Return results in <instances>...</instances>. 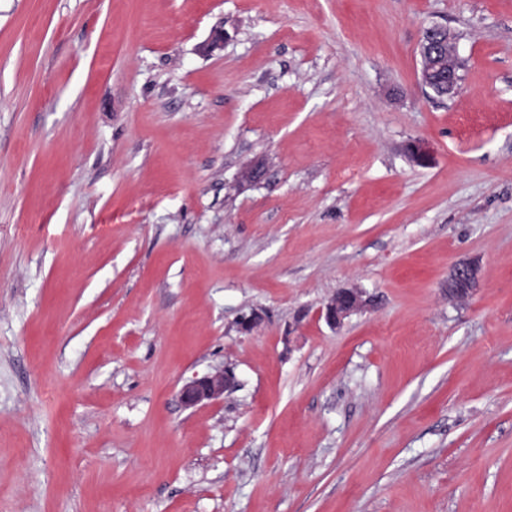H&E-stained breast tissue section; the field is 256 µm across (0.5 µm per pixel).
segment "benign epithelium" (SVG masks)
I'll use <instances>...</instances> for the list:
<instances>
[{
	"label": "benign epithelium",
	"instance_id": "obj_1",
	"mask_svg": "<svg viewBox=\"0 0 512 512\" xmlns=\"http://www.w3.org/2000/svg\"><path fill=\"white\" fill-rule=\"evenodd\" d=\"M420 55L423 83L431 89L442 87L447 97H454L458 93L461 80L454 36L436 25L427 28L420 45ZM407 152L421 166H427L433 160L430 149L420 141L409 143ZM448 283L453 285L448 290V299L458 301L469 298L479 286V267L476 263L467 261L457 264ZM366 305L367 301L361 289L343 290L326 304L325 321L336 327L345 318L363 310ZM238 387L239 381L234 371L223 368L186 380L178 391V399L184 408L196 409L223 398Z\"/></svg>",
	"mask_w": 512,
	"mask_h": 512
}]
</instances>
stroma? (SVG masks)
Segmentation results:
<instances>
[{"mask_svg":"<svg viewBox=\"0 0 512 512\" xmlns=\"http://www.w3.org/2000/svg\"><path fill=\"white\" fill-rule=\"evenodd\" d=\"M0 512H512V0H0ZM420 55L423 83L431 89H439L444 83V94L448 98L454 97L461 80L454 36L440 26L427 28L420 45ZM479 267L474 262H461L457 264L448 279V298L458 301L473 295L479 286ZM453 284L450 286L449 284ZM450 288H456L451 290ZM367 305L364 292L358 288L343 290L325 306L324 318L327 324L336 327L350 315L360 312ZM239 386L233 370L218 369L186 380L178 391V399L185 409H196L224 398V394H231Z\"/></svg>","mask_w":512,"mask_h":512,"instance_id":"stroma-1","label":"stroma"}]
</instances>
